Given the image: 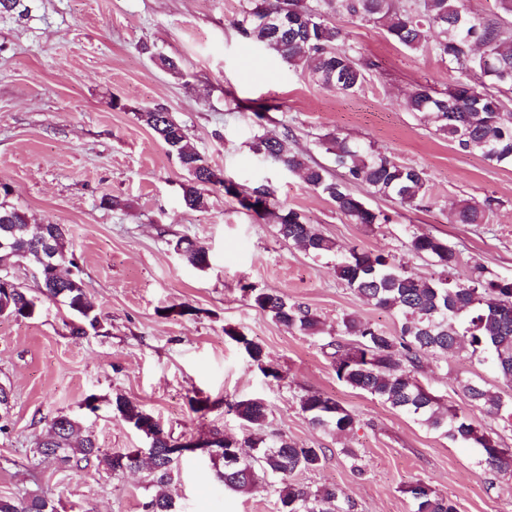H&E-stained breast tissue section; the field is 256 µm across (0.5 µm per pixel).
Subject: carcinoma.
I'll return each mask as SVG.
<instances>
[{"instance_id": "obj_1", "label": "carcinoma", "mask_w": 512, "mask_h": 512, "mask_svg": "<svg viewBox=\"0 0 512 512\" xmlns=\"http://www.w3.org/2000/svg\"><path fill=\"white\" fill-rule=\"evenodd\" d=\"M250 25L241 28L243 37L263 44L289 67L307 70L321 86L341 94L357 92L365 79L362 64L344 48L348 33L328 19L331 11L343 12L366 22L379 24L398 45L417 51L427 43V33L435 38L431 50L450 65L465 68L474 79L459 81L454 101L443 105L425 86L416 88L404 101L407 110L433 123L436 131L447 136L461 150L478 152L490 162L512 165V113L503 111L500 95L512 92V36L498 21L484 19L468 10L464 0H418L406 7L399 0H254ZM279 14L288 27L276 34L256 23L260 10ZM138 119L174 156L185 173L181 184L182 201L191 210L208 204L209 194L217 188L206 176L208 163L190 141L185 128L161 105L146 107ZM256 153L274 165L301 174L304 183L332 202L336 211L353 224H383L388 217L369 207L350 186L363 183L379 195L391 197L403 206L421 208L429 202L428 179L423 170L404 165L385 152L346 137L338 136L327 151L343 178L333 177L320 164H311L293 151L288 135L262 136L253 145ZM225 194L251 209L247 198L274 197L264 183L251 186L228 182ZM491 205L483 208L460 203L454 212L457 224H485ZM277 226L280 238L315 257H331L336 277L343 285L376 308L400 319L399 331L390 334L370 321L345 317L339 332L324 347L336 377L347 386L371 395L390 407L412 416L426 428L454 444L474 448L484 470L512 473V448L507 450L475 424L468 416L428 395L415 377L424 356L458 355L462 352L488 362L507 381L512 382V278L492 274L482 265L472 268L467 280L450 275L459 262L455 247L447 240L428 234L413 233L409 249L430 259L440 268L437 276L419 280L396 263L389 253L372 252L357 247L344 250L326 237L315 225L305 221L300 212L284 205L265 207L256 212ZM8 236L14 248L0 250V267H9L22 259L42 269L45 267L44 244L30 230L25 213L0 202V238ZM182 259L196 268L208 266L206 249L199 245L182 254ZM41 292L51 300L61 301L74 315L71 335L82 339L97 330L100 316L88 301L81 281L69 275H51L40 283ZM259 309L269 313L276 323L289 330L314 336L318 319L304 306L288 301L274 292L253 295ZM37 307V297L24 289L6 287L0 281V316L30 319ZM232 341L244 345L249 359L266 376L280 377L278 369L265 364L261 345L235 329L225 330ZM463 396L488 416L512 419V401L487 386L466 380L459 384ZM308 420L338 434L352 430L354 417L339 402L317 392H307L299 399ZM241 420L242 437H224V447L247 446L255 454L236 467L224 466V457L212 459L215 476L224 487L244 493L255 482L257 471L277 478L273 485L277 512H352L353 504L334 485L311 489L294 480L304 470L317 468L323 451L303 448L286 439L270 441L265 433L268 405L261 399L248 398L230 405ZM112 410L136 431H153L156 417L127 397L118 394ZM153 475L154 495L145 502V512H173L167 488L177 463L164 466V448L170 435L159 430ZM47 448L62 449L61 456L49 455ZM36 453L40 460H53L61 466L94 463L114 475L134 465L129 449L109 453L100 448L94 435L67 414L53 417L47 425ZM415 512H457L455 503L423 481L404 485ZM0 512H57L47 497H0Z\"/></svg>"}]
</instances>
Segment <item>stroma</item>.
<instances>
[{
    "label": "stroma",
    "mask_w": 512,
    "mask_h": 512,
    "mask_svg": "<svg viewBox=\"0 0 512 512\" xmlns=\"http://www.w3.org/2000/svg\"><path fill=\"white\" fill-rule=\"evenodd\" d=\"M23 14L0 15V182L6 201L30 224H58L88 300L101 316L96 332L77 340L72 316L42 299L34 318L0 317V384L11 407L0 433V495L44 493L71 512H142L154 492L147 472L112 475L96 465L61 467L34 455L54 416L82 422L101 448H144L148 441L113 413L121 394L151 412L173 439L221 430L243 433L227 405L260 398L267 431L325 456L298 474L316 488L333 484L353 512H413L402 486L431 484L458 512H512V477L482 471L474 449L453 444L406 414L340 382L323 342L343 317L396 332L398 319L376 309L337 280L332 265L281 240L274 224L214 190L205 209L181 200L183 173L141 122L147 106L163 105L224 178L267 183L277 203L299 210L344 247L395 255L414 277L438 270L409 251V232L448 240L461 254L455 279L480 263L512 277V166L461 151L403 101L417 87L436 96L464 79L433 53L412 52L377 25L344 14L330 20L365 65L366 80L343 95L295 71L237 29L247 0H23ZM176 58L180 74L161 69L154 54ZM288 135L308 160L332 166L322 139L341 134L374 144L424 170L432 202L409 209L353 191L389 223H350L295 173L252 150L261 134ZM491 205L486 224H457L458 202ZM188 236L204 245L209 264L186 263L173 245ZM276 291L308 307L321 335L307 336L273 321L246 288ZM187 305L190 314H168ZM259 343L279 377L265 376L224 331ZM421 384L512 448V424L485 415L459 390L479 378L503 398L512 384L477 358L424 357ZM316 391L346 407L354 427L337 436L314 427L299 398ZM96 396L99 415L84 407ZM206 401L193 410L192 400ZM355 449L356 458L346 456ZM272 477L251 491L225 490L209 461H181L168 487L174 512H276Z\"/></svg>",
    "instance_id": "obj_1"
}]
</instances>
